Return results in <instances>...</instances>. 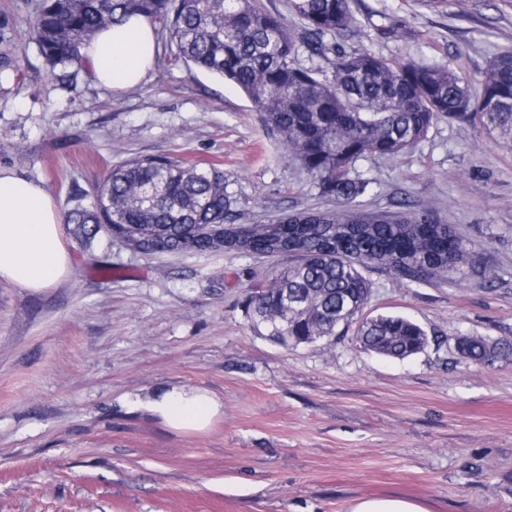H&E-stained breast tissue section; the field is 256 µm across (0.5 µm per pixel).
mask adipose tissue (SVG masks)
I'll list each match as a JSON object with an SVG mask.
<instances>
[{"instance_id": "ef3b65f1", "label": "adipose tissue", "mask_w": 512, "mask_h": 512, "mask_svg": "<svg viewBox=\"0 0 512 512\" xmlns=\"http://www.w3.org/2000/svg\"><path fill=\"white\" fill-rule=\"evenodd\" d=\"M157 52V26L140 16L98 33L84 50L94 81L117 92L139 85ZM65 222L43 183L0 169V279L33 291L65 281L72 270ZM129 403L188 434L209 431L224 414L221 401L199 387H164Z\"/></svg>"}]
</instances>
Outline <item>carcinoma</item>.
<instances>
[{
  "label": "carcinoma",
  "mask_w": 512,
  "mask_h": 512,
  "mask_svg": "<svg viewBox=\"0 0 512 512\" xmlns=\"http://www.w3.org/2000/svg\"><path fill=\"white\" fill-rule=\"evenodd\" d=\"M300 26L257 6V0H42L30 25L45 65L65 88L86 68L82 49L100 31L131 15L162 26L176 45L175 62L239 87L300 161L320 192L341 206L304 209L262 224H232L240 253L286 254L296 263L272 274L255 295L267 335L330 338L353 323L367 304L370 284L360 267L373 264L418 282L460 275L468 252L448 224L431 213L350 207L370 182L354 176L367 157L394 160L412 150L442 117L476 112L490 131L512 139V54L487 61L479 91L447 63L388 58L363 44L344 47L333 37L360 21L350 0H289ZM374 29L399 40L405 29L381 13ZM308 53L311 64L300 61ZM67 223L82 242L104 232L137 243L141 253L220 252L212 228L233 219L236 199L224 171L186 160L148 156L112 167L93 192L70 191ZM288 301H283V294ZM359 347L404 359L426 346L425 331L409 318L377 315L357 329ZM462 358L492 366L512 356V342L479 336L459 341Z\"/></svg>",
  "instance_id": "obj_1"
}]
</instances>
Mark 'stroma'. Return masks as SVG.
Instances as JSON below:
<instances>
[{
  "label": "stroma",
  "mask_w": 512,
  "mask_h": 512,
  "mask_svg": "<svg viewBox=\"0 0 512 512\" xmlns=\"http://www.w3.org/2000/svg\"><path fill=\"white\" fill-rule=\"evenodd\" d=\"M37 0H0V168L44 180L60 209L134 157L223 169L236 219L335 207L233 84L175 62L121 94L48 72L28 21ZM361 41L387 57L450 63L477 77L512 53V0H351ZM407 29L396 41L367 20ZM358 208L432 210L454 227L484 283L413 282L363 267L365 315H401L430 338L393 359L361 350L356 326L284 345L253 315L259 284L290 257L135 253L66 233L73 273L36 293L0 280V512H348L395 494L430 512H512V358L471 364L462 336L512 340V142L478 114L444 117L394 161L368 157ZM173 385L224 404L210 431L178 434L127 396Z\"/></svg>",
  "instance_id": "obj_1"
}]
</instances>
